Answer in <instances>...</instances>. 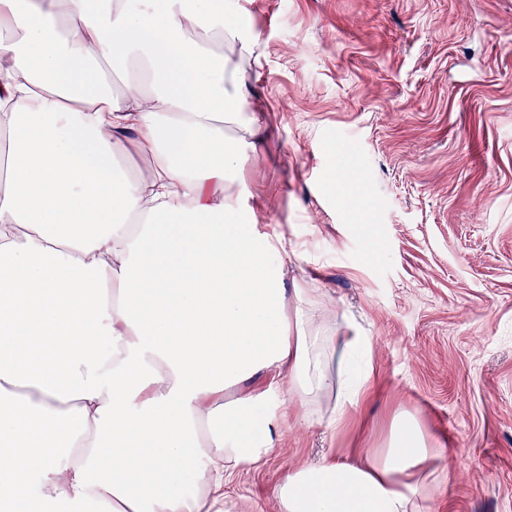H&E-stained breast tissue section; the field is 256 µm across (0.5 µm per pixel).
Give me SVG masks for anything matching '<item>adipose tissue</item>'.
<instances>
[{
    "label": "adipose tissue",
    "instance_id": "adipose-tissue-1",
    "mask_svg": "<svg viewBox=\"0 0 512 512\" xmlns=\"http://www.w3.org/2000/svg\"><path fill=\"white\" fill-rule=\"evenodd\" d=\"M161 2L0 0V512H224L286 392L331 424L362 393L365 329L287 286L236 189L268 131L253 39L224 0ZM433 458L401 414L383 451L291 469L279 510L420 512Z\"/></svg>",
    "mask_w": 512,
    "mask_h": 512
}]
</instances>
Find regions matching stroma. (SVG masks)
<instances>
[{
	"mask_svg": "<svg viewBox=\"0 0 512 512\" xmlns=\"http://www.w3.org/2000/svg\"><path fill=\"white\" fill-rule=\"evenodd\" d=\"M269 136L257 220L323 316L371 336L337 425L297 394L226 512H278L290 468L383 448L412 414L441 454L422 512H512V0H230Z\"/></svg>",
	"mask_w": 512,
	"mask_h": 512,
	"instance_id": "obj_1",
	"label": "stroma"
}]
</instances>
